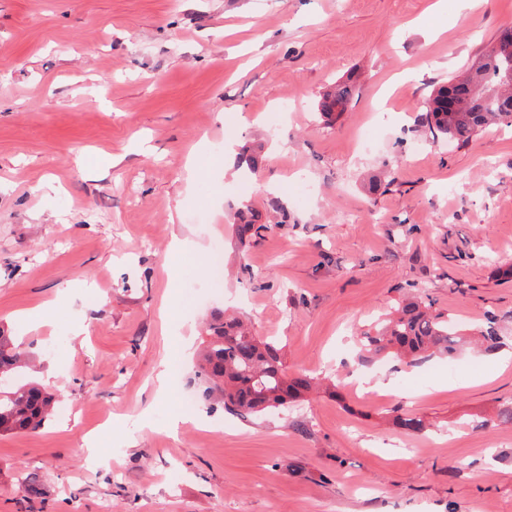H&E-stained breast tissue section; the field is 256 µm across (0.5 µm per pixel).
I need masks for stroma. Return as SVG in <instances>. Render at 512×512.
Segmentation results:
<instances>
[{
  "instance_id": "obj_1",
  "label": "stroma",
  "mask_w": 512,
  "mask_h": 512,
  "mask_svg": "<svg viewBox=\"0 0 512 512\" xmlns=\"http://www.w3.org/2000/svg\"><path fill=\"white\" fill-rule=\"evenodd\" d=\"M509 27L512 0H0V329L60 406L0 435V512H512L496 420L512 281L495 265L512 261V128L456 145L422 123ZM338 82L353 96L323 121ZM245 144L265 162L244 181ZM244 203L264 226L250 245ZM407 293L466 334L496 315L508 341L359 362L360 333ZM217 311L317 388L247 418L203 397ZM173 362L195 398L175 430L178 393L155 395ZM109 421L91 462L84 438Z\"/></svg>"
}]
</instances>
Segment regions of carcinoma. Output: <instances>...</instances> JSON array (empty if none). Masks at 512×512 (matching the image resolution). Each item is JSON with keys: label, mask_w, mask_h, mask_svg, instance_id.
Segmentation results:
<instances>
[{"label": "carcinoma", "mask_w": 512, "mask_h": 512, "mask_svg": "<svg viewBox=\"0 0 512 512\" xmlns=\"http://www.w3.org/2000/svg\"><path fill=\"white\" fill-rule=\"evenodd\" d=\"M512 41L495 44L461 78H451L433 91L423 117L436 137L458 144L467 142L491 124L512 126ZM352 89L341 84L323 95L321 115L331 119L344 111ZM452 96L461 108L450 112L444 99ZM262 163L261 148L246 147L237 166L251 173ZM240 237L255 236L259 228L251 209L237 214ZM434 303L421 297H404L389 317L360 333V359L395 356L411 364L432 355L455 358L462 350L463 336L444 313L433 309ZM477 338L489 350L504 345L497 319L488 316ZM281 348L273 341L260 340L237 318L215 316L205 327L200 352L199 377L205 384L203 395L217 392L224 408L241 416L267 409H278L297 402L311 387V380L286 379L280 356ZM29 366V359L13 339L0 331V380ZM56 397L35 382L8 386L0 383V434L34 431L52 415Z\"/></svg>", "instance_id": "obj_1"}]
</instances>
